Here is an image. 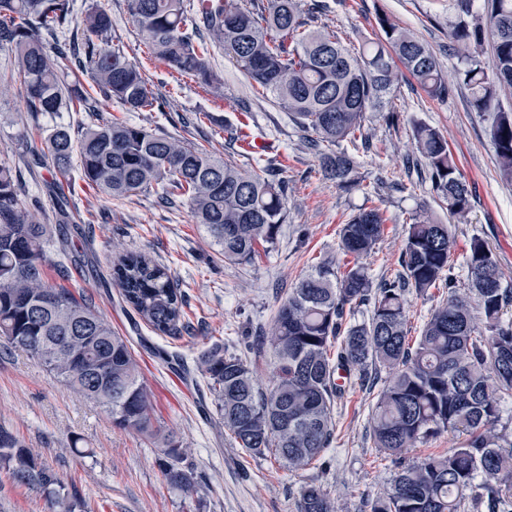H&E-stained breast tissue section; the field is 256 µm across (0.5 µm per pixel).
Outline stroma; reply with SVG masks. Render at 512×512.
Returning a JSON list of instances; mask_svg holds the SVG:
<instances>
[{"instance_id":"1","label":"stroma","mask_w":512,"mask_h":512,"mask_svg":"<svg viewBox=\"0 0 512 512\" xmlns=\"http://www.w3.org/2000/svg\"><path fill=\"white\" fill-rule=\"evenodd\" d=\"M320 22L331 25L352 45L382 33L381 18L413 30L436 54L448 81V94L429 98L414 80L400 78L393 102L400 115L388 126L381 113H368L362 139L344 143L354 154V182L336 186L318 171V156L274 96L249 80L221 47L208 48L207 60L224 81L217 96L188 77L170 71L148 54L130 15L127 0H76L77 16L101 6L112 17L110 39L137 65L153 92L165 102L161 112H129L116 101L98 99L94 111H30L14 79V53L0 48V163L20 174L19 195L36 206L42 223L57 222L52 188L63 182L68 218L57 240L80 256L60 261L49 247L46 280L92 299L113 329L125 336L150 390L162 432L173 433L186 448L199 477L197 494L172 489L158 466L157 442L113 428L91 403L75 397L26 352L0 347V424L41 454L64 482L78 490L87 512H298L304 487H321L338 512H370L396 472L427 455L457 446V433L421 440L391 456L377 448L371 417L389 374L370 380L349 378L335 403V437L320 462L292 471L273 458L240 448L212 406L197 369L200 355L215 344L255 368L260 386L271 385L275 371L257 340L299 279L314 265L332 258L344 270L339 249L341 224L360 208L377 205L385 233L366 263L374 282L390 280L412 216L431 210L448 224L455 240L452 274L467 286L466 257L472 238L496 253L503 287L512 288V183L498 173L486 116L472 110L469 91L458 78L462 62L448 41L456 17L455 0H321ZM119 119L169 134L250 170L253 153L237 144L226 147L224 127L244 125L251 138L266 141L267 154L282 163L288 181L287 218L275 250L252 264L225 263L196 224L179 191L162 201L157 191L114 199L89 187L78 167L60 176L51 162L32 164L30 144H43L58 126L81 133L91 125ZM426 123L448 141L456 164L473 191L465 217L449 215L431 185L414 169L418 157L412 125ZM149 253L170 267L185 295L188 326L176 337L154 333L120 297L110 281L120 250ZM0 512H52L39 493L14 484L0 471Z\"/></svg>"}]
</instances>
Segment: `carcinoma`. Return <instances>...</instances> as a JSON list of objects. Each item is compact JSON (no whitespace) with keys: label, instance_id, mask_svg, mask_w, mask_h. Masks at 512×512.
Returning <instances> with one entry per match:
<instances>
[{"label":"carcinoma","instance_id":"cac0c4a2","mask_svg":"<svg viewBox=\"0 0 512 512\" xmlns=\"http://www.w3.org/2000/svg\"><path fill=\"white\" fill-rule=\"evenodd\" d=\"M128 0V9L153 55L172 71L217 92L205 38L224 48L262 89L274 94L293 121L319 147L340 146L362 133L366 113L387 112L399 75L408 74L432 99L448 93V82L432 49L387 19L383 35L358 50L346 47L327 25L310 28L323 5L269 0L243 8L238 0ZM457 19L448 40L464 67L459 77L470 105L488 117L500 175L512 181V111L497 104L499 89L512 87V0H456ZM74 23V0H0V47L16 54L20 90L33 112L81 111L93 95L115 99L129 112L160 111L164 102L118 44L109 42L112 18L98 6L82 21L78 47L60 36ZM54 40L46 48V38ZM489 60H483L484 47ZM90 72L91 90L67 77ZM416 148L441 206L453 215L470 210L472 190L434 128L413 127ZM31 149L36 163L48 157L61 174L73 159L82 179L115 198L136 195L163 182L185 196L224 262L250 264L261 246L275 248L286 219L288 180L267 165L247 172L231 162L162 131L127 122L90 126L80 137L59 126ZM323 178L350 185L355 158L344 150L319 152ZM380 208L359 210L342 224L341 252L353 258L343 274L321 263L289 288L266 335L276 377L259 386L242 358L215 346L200 358L212 404L240 447L274 455L302 469L330 446L335 400L342 394L336 370L365 375L370 366L390 377L380 390L371 420L377 447L394 455L445 431L463 436L444 455H429L402 468L371 512H460L466 491L486 512H512V441L496 432L500 401L512 394V289L502 287L498 259L479 238L469 245L468 292L459 293L450 272L451 231L422 209L409 224L392 281L373 284L364 259L385 232ZM52 228L21 205L18 175L0 165V345L29 352L78 396L98 404L112 426L146 437L157 433L154 407L126 337L112 329L92 301L49 284L43 274ZM112 281L124 300L154 331L176 336L185 328V298L170 269L145 252L119 255ZM448 288L414 343L408 341L406 294ZM366 303L369 319L346 316ZM483 323H478L473 308ZM340 342L336 356L331 348ZM159 465L170 487L197 492L198 476L186 450L166 438ZM0 470L36 491L54 512H86L85 501L53 468L0 424ZM485 481L475 484L478 475ZM298 512H336L320 488L302 491Z\"/></svg>","mask_w":512,"mask_h":512}]
</instances>
